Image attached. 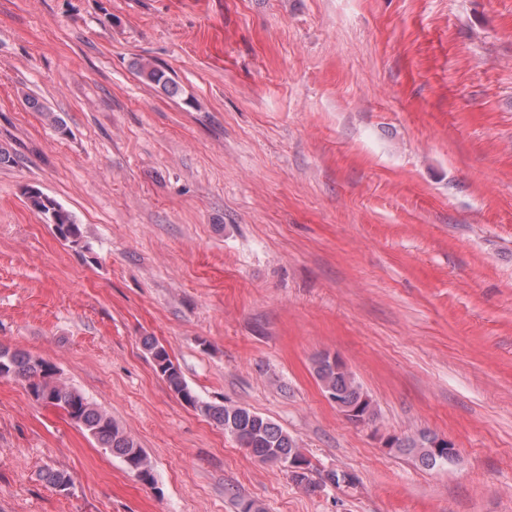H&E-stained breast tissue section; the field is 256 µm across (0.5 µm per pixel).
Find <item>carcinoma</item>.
<instances>
[{"label": "carcinoma", "mask_w": 512, "mask_h": 512, "mask_svg": "<svg viewBox=\"0 0 512 512\" xmlns=\"http://www.w3.org/2000/svg\"><path fill=\"white\" fill-rule=\"evenodd\" d=\"M137 70L144 79L165 92L172 95L178 92L177 83L150 63H137ZM27 202L32 210L40 214L50 206L57 207L56 230L60 231L61 238L73 244L81 241V225L77 224L71 212L59 206L53 198L38 190L28 193ZM143 347L169 389L186 405L223 427L224 432L233 436L251 455L260 460L275 456L292 457L300 464L310 465L297 441L280 425L245 406L218 405L201 400L163 344L150 336L143 339ZM314 374L321 387L335 391L342 403L360 405L370 416L376 415L371 404L363 400V388L352 372L338 371L316 360ZM2 379L23 384L35 400L61 409L99 447L120 458L126 469L140 482L151 487L156 485L154 468L145 450L112 419V415L94 406L80 391L63 382L58 377L54 363L1 346L0 380ZM398 451L414 455L424 467L433 468L441 463V459L430 449L418 446L416 440L408 436ZM45 479L58 491L70 493L72 480L67 472L48 470Z\"/></svg>", "instance_id": "obj_1"}]
</instances>
